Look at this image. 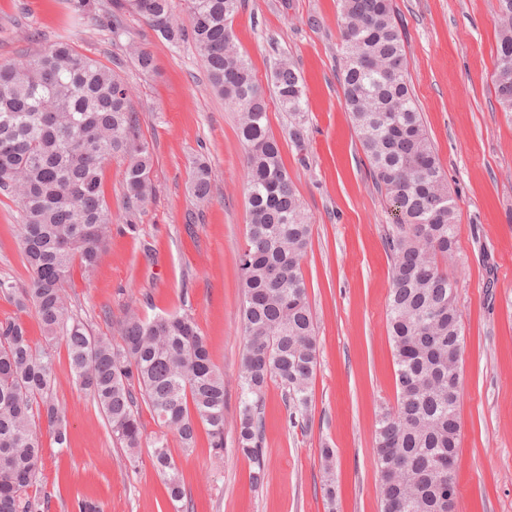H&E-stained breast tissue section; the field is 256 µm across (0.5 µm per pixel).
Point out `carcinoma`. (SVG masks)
I'll return each instance as SVG.
<instances>
[{"label": "carcinoma", "instance_id": "carcinoma-1", "mask_svg": "<svg viewBox=\"0 0 512 512\" xmlns=\"http://www.w3.org/2000/svg\"><path fill=\"white\" fill-rule=\"evenodd\" d=\"M189 25L173 0H110L96 25L120 37L118 17L133 13L165 40L191 41L217 94L239 114L248 185L249 224L238 253L246 345L239 383L238 450L264 480L259 409L268 382L281 388L294 413H305L317 366V336L302 261L312 224L272 135L251 66L239 52L231 19L241 0H183ZM344 105L369 161L373 181L396 212L388 238L391 288L386 320L396 375V404L380 406L374 442L382 512H455L441 501V463L457 455L460 398H448V377L461 376L463 336L458 282L448 275L458 243L456 204L411 94L409 60L392 0H340ZM498 43L492 82L502 110L512 114V0H498ZM288 132L303 146L304 90L284 61L271 74ZM126 160L127 203L151 200L152 153L130 106V89L116 70L56 40L16 63L0 65V193L16 204L24 262L20 287L0 278V296L35 309L43 334L36 345L17 320L0 322V512H45L38 489L41 427L68 446L56 401L54 346L66 345L69 374L106 416L123 447L142 446L138 401L158 425L196 446L198 427L213 448L224 447V375L212 362L193 317L135 312L118 325L119 340L96 336L72 310L66 286L74 264L98 266L112 232L103 169ZM189 190L209 200L211 167L197 159ZM154 465L171 502L185 493L167 432L152 441ZM334 450L321 449L324 497L333 504Z\"/></svg>", "mask_w": 512, "mask_h": 512}]
</instances>
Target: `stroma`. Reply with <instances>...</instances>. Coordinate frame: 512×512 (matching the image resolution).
Returning <instances> with one entry per match:
<instances>
[{
	"label": "stroma",
	"instance_id": "stroma-1",
	"mask_svg": "<svg viewBox=\"0 0 512 512\" xmlns=\"http://www.w3.org/2000/svg\"><path fill=\"white\" fill-rule=\"evenodd\" d=\"M410 60L409 81L456 203L459 251L449 272L459 283L464 349L455 512H512V117L495 96L497 0H393ZM116 43L104 28L73 24L68 0H0V63L19 60L59 37H73L103 63L123 61L130 105L153 154L156 198L127 209L122 160L103 170L112 235L90 277L74 273L73 311L100 336H115L126 312L151 318L192 315L224 374V450L206 433L183 449L169 436L191 512H380L373 443L380 405H395L386 328L394 216L373 185L338 80L337 0H243L233 30L267 103L270 128L309 215L312 242L302 262L317 327V367L306 414L289 415L269 383L260 437L265 478L237 449L239 372L244 337L237 254L248 224L244 147L233 107L210 87L191 44L159 38L134 15ZM150 50L155 73L141 71L132 47ZM293 63L305 87L306 142L288 138V114L270 76ZM209 159V203L189 191L196 157ZM14 202L0 195V277L26 284ZM138 226L129 233L127 223ZM57 402L70 444L42 435L39 486L47 512H175L152 462L161 429L142 411L144 443L129 456L94 401L73 382L57 346ZM336 450V502L323 496L324 447Z\"/></svg>",
	"mask_w": 512,
	"mask_h": 512
}]
</instances>
